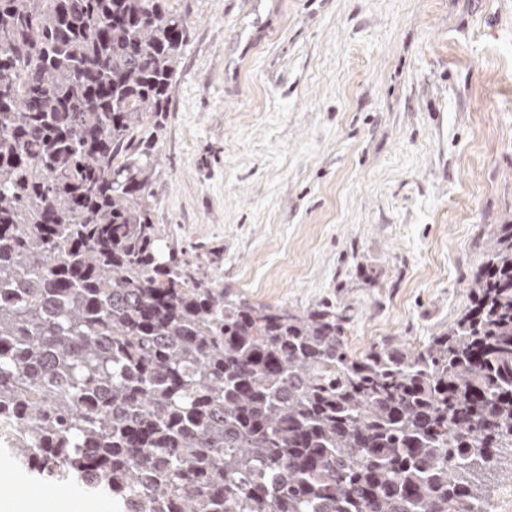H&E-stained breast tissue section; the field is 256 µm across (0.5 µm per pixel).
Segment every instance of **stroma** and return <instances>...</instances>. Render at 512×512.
<instances>
[{
	"label": "stroma",
	"instance_id": "stroma-1",
	"mask_svg": "<svg viewBox=\"0 0 512 512\" xmlns=\"http://www.w3.org/2000/svg\"><path fill=\"white\" fill-rule=\"evenodd\" d=\"M155 223L214 287L447 330L512 223V0H171Z\"/></svg>",
	"mask_w": 512,
	"mask_h": 512
}]
</instances>
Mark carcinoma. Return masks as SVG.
Returning a JSON list of instances; mask_svg holds the SVG:
<instances>
[{"label":"carcinoma","mask_w":512,"mask_h":512,"mask_svg":"<svg viewBox=\"0 0 512 512\" xmlns=\"http://www.w3.org/2000/svg\"><path fill=\"white\" fill-rule=\"evenodd\" d=\"M169 0H0V443L116 512H449L512 453V224L422 347L253 305L154 223Z\"/></svg>","instance_id":"cac0c4a2"}]
</instances>
